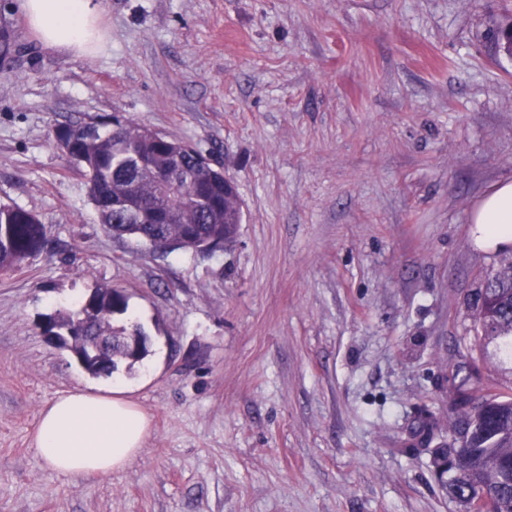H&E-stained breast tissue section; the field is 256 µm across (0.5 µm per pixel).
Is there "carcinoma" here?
Returning a JSON list of instances; mask_svg holds the SVG:
<instances>
[{
  "instance_id": "cac0c4a2",
  "label": "carcinoma",
  "mask_w": 512,
  "mask_h": 512,
  "mask_svg": "<svg viewBox=\"0 0 512 512\" xmlns=\"http://www.w3.org/2000/svg\"><path fill=\"white\" fill-rule=\"evenodd\" d=\"M75 165L88 186L100 224L117 237L151 241L152 248L189 250L203 256L213 242L236 235L242 221L238 192L226 187L224 169L199 161L201 151L179 142H165L127 124L101 131L87 123L66 125ZM47 244L45 226L32 213L0 204V273L19 269ZM96 308L86 300L72 308L46 314L50 325L77 327L68 349L76 354L97 336H112V345L99 348L97 360L84 370L108 377L121 363L127 369L144 359L128 345L142 332L113 325L128 309L127 298L112 287H93ZM481 356L512 363V259L484 276L468 299ZM448 368V439L437 441L440 419L428 414L414 427L412 441L434 447L432 464L448 458L446 495L459 512H475L473 497L481 495L493 512H512V378L492 382L482 376L472 356Z\"/></svg>"
}]
</instances>
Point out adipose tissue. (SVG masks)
Here are the masks:
<instances>
[{
  "label": "adipose tissue",
  "mask_w": 512,
  "mask_h": 512,
  "mask_svg": "<svg viewBox=\"0 0 512 512\" xmlns=\"http://www.w3.org/2000/svg\"><path fill=\"white\" fill-rule=\"evenodd\" d=\"M38 43L76 58L94 55L104 38L103 0H13ZM471 235L483 250L512 247V181H504L475 209ZM122 379L90 391L76 388L41 412L32 445L59 475L77 480L108 478L139 455L151 433L149 416L133 402Z\"/></svg>",
  "instance_id": "1"
}]
</instances>
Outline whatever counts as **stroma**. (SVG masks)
<instances>
[{
	"label": "stroma",
	"mask_w": 512,
	"mask_h": 512,
	"mask_svg": "<svg viewBox=\"0 0 512 512\" xmlns=\"http://www.w3.org/2000/svg\"><path fill=\"white\" fill-rule=\"evenodd\" d=\"M75 59L0 0V204L47 251L0 275V512H457L420 410L479 356L466 298L504 252L472 211L512 180L504 0H106ZM120 116L224 168L243 220L209 256L107 233L57 128ZM123 290L148 337L137 459L70 481L35 452L41 411L104 387L41 315Z\"/></svg>",
	"instance_id": "1"
}]
</instances>
